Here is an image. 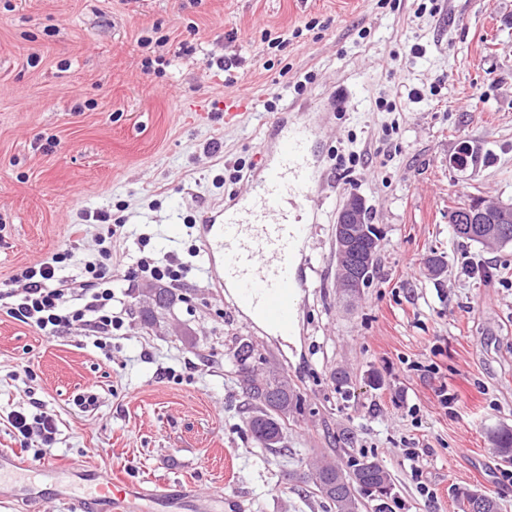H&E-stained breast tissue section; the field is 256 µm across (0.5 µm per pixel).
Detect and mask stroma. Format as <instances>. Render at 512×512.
Listing matches in <instances>:
<instances>
[{
	"mask_svg": "<svg viewBox=\"0 0 512 512\" xmlns=\"http://www.w3.org/2000/svg\"><path fill=\"white\" fill-rule=\"evenodd\" d=\"M286 32V48L268 45ZM233 54L228 87L216 63ZM148 57L164 63L143 69ZM339 88L351 106L335 112ZM395 89L398 111H383ZM275 96L329 115L300 332L287 344L232 309L197 250L198 220L261 174L271 115L259 106ZM226 100L242 112L230 126L216 110ZM464 143L477 170L448 164ZM353 191L381 240L372 283L349 302L335 287L332 226ZM474 196L512 201V0H0V289L63 250L73 257L60 277L85 280L106 235L124 266L144 250L185 264L180 302L150 330L138 318L144 280L114 282L123 326L102 348L81 326L49 338L0 310V450L32 460L39 437L7 419L47 411L56 462L180 481V512L205 499L211 512H321L296 478L312 449L348 435L391 472L393 512H460L459 488L512 512V464L493 444L512 429V244L452 234L450 209ZM434 251L448 262L438 277L424 264ZM237 336L304 401L287 455L246 431L228 363ZM339 366L346 396L331 382ZM90 393L96 406L81 409ZM409 439L423 449L415 464Z\"/></svg>",
	"mask_w": 512,
	"mask_h": 512,
	"instance_id": "35a3bbf8",
	"label": "stroma"
}]
</instances>
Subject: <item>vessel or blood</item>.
Instances as JSON below:
<instances>
[{"label": "vessel or blood", "instance_id": "vessel-or-blood-1", "mask_svg": "<svg viewBox=\"0 0 512 512\" xmlns=\"http://www.w3.org/2000/svg\"><path fill=\"white\" fill-rule=\"evenodd\" d=\"M270 128L275 146L265 157L261 177L222 213L203 217L201 242L207 269L230 294L234 309L284 342L299 330L301 254L309 237L304 217L315 199L312 186L318 170L312 144L319 129L312 121L291 120L280 111ZM21 471L45 477L70 474L88 481L82 497L72 502L80 512H94L102 502L112 512H127L128 496L164 501L170 487L169 481L160 480L151 490L99 471L52 460L30 463L13 452L0 453V484Z\"/></svg>", "mask_w": 512, "mask_h": 512}]
</instances>
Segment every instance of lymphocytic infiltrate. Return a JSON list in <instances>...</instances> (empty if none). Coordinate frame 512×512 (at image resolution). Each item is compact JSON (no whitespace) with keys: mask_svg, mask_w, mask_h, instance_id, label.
Wrapping results in <instances>:
<instances>
[{"mask_svg":"<svg viewBox=\"0 0 512 512\" xmlns=\"http://www.w3.org/2000/svg\"><path fill=\"white\" fill-rule=\"evenodd\" d=\"M101 254L102 262L86 264L89 279L78 285L57 276L62 264L71 258L67 251L23 267L10 279L12 303L6 308L7 315L50 337L63 335L77 324L92 335H110L115 325L110 312L113 295L103 282L111 247H103ZM73 299L78 302L74 308L69 305Z\"/></svg>","mask_w":512,"mask_h":512,"instance_id":"1","label":"lymphocytic infiltrate"}]
</instances>
